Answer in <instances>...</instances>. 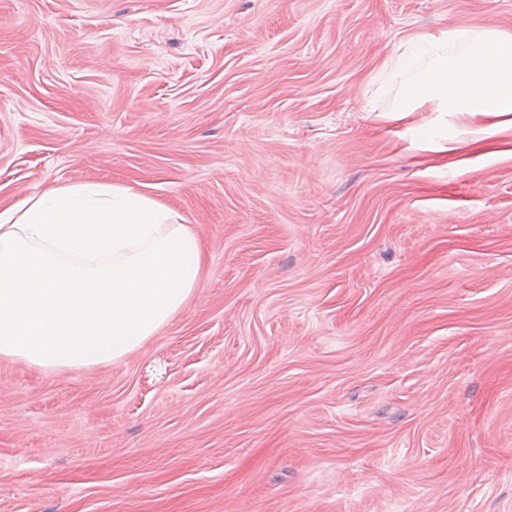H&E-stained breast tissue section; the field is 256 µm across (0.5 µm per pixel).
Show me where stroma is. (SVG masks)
Wrapping results in <instances>:
<instances>
[{
	"label": "stroma",
	"instance_id": "35a3bbf8",
	"mask_svg": "<svg viewBox=\"0 0 512 512\" xmlns=\"http://www.w3.org/2000/svg\"><path fill=\"white\" fill-rule=\"evenodd\" d=\"M460 25L512 0H0V207L126 185L207 252L123 359L0 360V512H512V128L379 79Z\"/></svg>",
	"mask_w": 512,
	"mask_h": 512
}]
</instances>
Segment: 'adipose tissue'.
I'll return each instance as SVG.
<instances>
[{"mask_svg": "<svg viewBox=\"0 0 512 512\" xmlns=\"http://www.w3.org/2000/svg\"><path fill=\"white\" fill-rule=\"evenodd\" d=\"M395 111L512 115V35L459 26L388 61ZM198 234L129 186L73 184L0 209V360L51 371L126 357L198 287Z\"/></svg>", "mask_w": 512, "mask_h": 512, "instance_id": "1", "label": "adipose tissue"}]
</instances>
